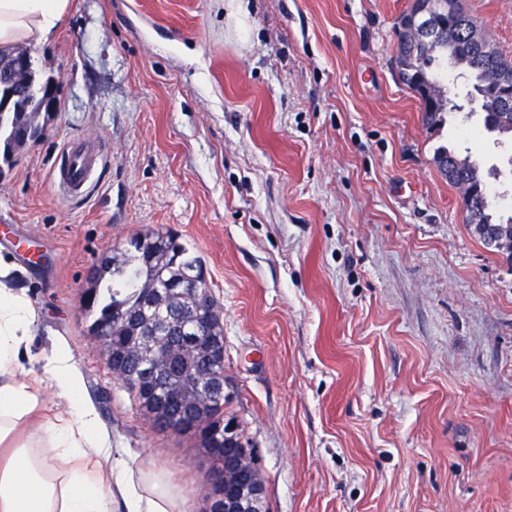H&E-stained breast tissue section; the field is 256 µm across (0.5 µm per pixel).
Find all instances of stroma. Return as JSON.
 <instances>
[{"mask_svg": "<svg viewBox=\"0 0 512 512\" xmlns=\"http://www.w3.org/2000/svg\"><path fill=\"white\" fill-rule=\"evenodd\" d=\"M411 0H70L34 46L58 83L43 139L0 173V256L38 312L21 359L65 340L112 434L204 512L212 463L113 378L82 305L101 256L173 231L224 315V418L262 463L268 512H512V257L472 234L434 163L470 148L512 197V142L464 83L441 128L394 71ZM512 58V0H460ZM75 137L108 162L62 200Z\"/></svg>", "mask_w": 512, "mask_h": 512, "instance_id": "35a3bbf8", "label": "stroma"}]
</instances>
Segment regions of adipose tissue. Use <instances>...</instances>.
I'll return each instance as SVG.
<instances>
[{
	"instance_id": "obj_1",
	"label": "adipose tissue",
	"mask_w": 512,
	"mask_h": 512,
	"mask_svg": "<svg viewBox=\"0 0 512 512\" xmlns=\"http://www.w3.org/2000/svg\"><path fill=\"white\" fill-rule=\"evenodd\" d=\"M69 6L70 0H0V43H47ZM10 271L0 259V512H189V499L164 466H113L112 436L82 395L66 346L54 348L44 365L65 402L64 419L40 423L33 439L14 443L17 427L40 406L19 379L21 347L37 313L11 286Z\"/></svg>"
}]
</instances>
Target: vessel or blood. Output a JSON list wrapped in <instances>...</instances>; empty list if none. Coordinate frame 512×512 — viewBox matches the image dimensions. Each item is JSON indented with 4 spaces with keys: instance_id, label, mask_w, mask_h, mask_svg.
<instances>
[{
    "instance_id": "obj_1",
    "label": "vessel or blood",
    "mask_w": 512,
    "mask_h": 512,
    "mask_svg": "<svg viewBox=\"0 0 512 512\" xmlns=\"http://www.w3.org/2000/svg\"><path fill=\"white\" fill-rule=\"evenodd\" d=\"M106 160L97 141L69 142L54 167L55 185L62 197L81 198L88 194L95 171Z\"/></svg>"
}]
</instances>
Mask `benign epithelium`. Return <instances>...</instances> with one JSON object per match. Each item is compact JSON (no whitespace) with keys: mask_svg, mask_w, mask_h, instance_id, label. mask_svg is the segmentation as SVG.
Instances as JSON below:
<instances>
[{"mask_svg":"<svg viewBox=\"0 0 512 512\" xmlns=\"http://www.w3.org/2000/svg\"><path fill=\"white\" fill-rule=\"evenodd\" d=\"M410 21L408 37L424 51L430 50L434 39L448 31V23L435 12L433 0L415 3ZM31 65L30 53L25 49H17L0 60V112L9 110L16 91L26 89ZM39 98L40 107L34 116L58 111L55 82L43 86ZM208 295L207 271L201 263L163 285L149 280L144 284L142 305L176 312L179 325L173 328L167 322L158 324L150 335L131 336L119 349L98 340L116 380L123 384L130 380L151 383L148 389L151 417L158 412L171 418L184 413L201 416L210 400L224 397V337L218 335L224 328L223 311L215 307L206 315L195 311L197 300ZM191 358L214 364L202 384L190 379ZM228 431L234 435L238 447L224 449L228 463L212 484L209 503L223 502L224 512H266L261 460L254 449L247 448L234 425H229Z\"/></svg>","mask_w":512,"mask_h":512,"instance_id":"7a95c632","label":"benign epithelium"}]
</instances>
